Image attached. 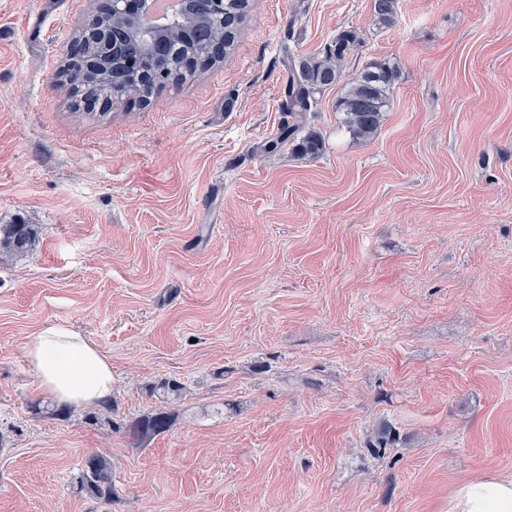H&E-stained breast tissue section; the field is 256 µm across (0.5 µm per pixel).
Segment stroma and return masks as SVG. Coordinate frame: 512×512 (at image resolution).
I'll return each instance as SVG.
<instances>
[{"mask_svg":"<svg viewBox=\"0 0 512 512\" xmlns=\"http://www.w3.org/2000/svg\"><path fill=\"white\" fill-rule=\"evenodd\" d=\"M88 12L0 0V224L42 229L0 264V512H450L512 478V0H398L388 28L254 0L223 66L98 123L54 84ZM346 29L347 75L400 61L392 105L355 139L322 91L298 156L290 63ZM49 325L111 358V424L49 413L24 354ZM91 453L112 502L77 487ZM172 425L171 414L167 411L155 412L135 420L127 427L126 432L134 440L167 432Z\"/></svg>","mask_w":512,"mask_h":512,"instance_id":"obj_1","label":"stroma"}]
</instances>
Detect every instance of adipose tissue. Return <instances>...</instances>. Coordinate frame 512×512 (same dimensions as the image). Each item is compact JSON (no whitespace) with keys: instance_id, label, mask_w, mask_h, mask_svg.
Instances as JSON below:
<instances>
[{"instance_id":"1","label":"adipose tissue","mask_w":512,"mask_h":512,"mask_svg":"<svg viewBox=\"0 0 512 512\" xmlns=\"http://www.w3.org/2000/svg\"><path fill=\"white\" fill-rule=\"evenodd\" d=\"M40 391L66 407L101 406L112 399V362L86 336L57 326L26 346ZM452 512H512V479L486 477L457 488Z\"/></svg>"}]
</instances>
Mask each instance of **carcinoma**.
Listing matches in <instances>:
<instances>
[{
  "label": "carcinoma",
  "instance_id": "cac0c4a2",
  "mask_svg": "<svg viewBox=\"0 0 512 512\" xmlns=\"http://www.w3.org/2000/svg\"><path fill=\"white\" fill-rule=\"evenodd\" d=\"M251 0H227L224 3V27L205 24L202 15L213 12L210 0H198L199 13L191 14L184 24L195 28V32L184 37L177 33L169 40L167 52L160 57L151 58L152 63L167 73L168 83L182 84L220 66L221 61L210 60L188 69L185 60L190 55L203 56L207 43H224V54L234 48L241 32L240 20H245L251 11ZM373 16L381 25L390 26L397 17V0H373ZM91 23L78 29L74 42L81 47L82 54L94 57L100 53V29L111 24L124 26L120 16L90 15ZM362 38L353 30H344L338 34L334 44L321 57H306L292 67V78L288 87V120L284 121L278 139L272 143L277 146L284 140L295 142L296 151L302 156L318 157L324 150V143L313 132L302 138L297 133L303 125L304 113L312 106L315 94L334 86L342 87L336 101V110L343 113V123L357 139L372 137L380 127L386 112L393 86L399 78V66L389 61L376 62L366 67L360 74L346 79L344 61L356 52ZM129 54L143 55L144 47L131 42L121 53L112 59V68L94 72L79 71L67 60L56 72V84L69 88L72 97H77V87L92 86L98 94L114 100L120 106L129 101H139L151 94L141 81L125 74L124 61ZM41 228L37 224L18 221L13 224H0V262L12 261L31 254L40 242ZM183 390L181 383L175 380L159 382L154 391L164 401L179 399ZM172 425L171 414L166 411L155 412L134 421L127 427L128 435L134 440L167 432ZM397 442L392 426L383 422L377 427L371 448H386ZM81 489L90 497L110 502L115 496L112 479V461L100 454L88 455L82 465L79 477Z\"/></svg>",
  "mask_w": 512,
  "mask_h": 512
}]
</instances>
